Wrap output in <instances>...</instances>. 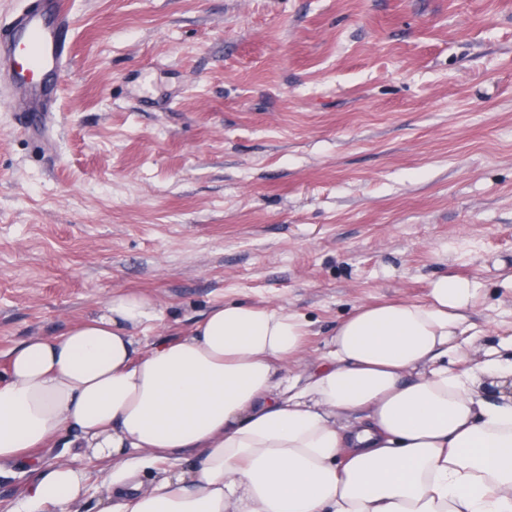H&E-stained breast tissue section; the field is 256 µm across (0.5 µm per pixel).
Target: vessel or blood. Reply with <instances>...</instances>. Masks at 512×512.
I'll list each match as a JSON object with an SVG mask.
<instances>
[{
	"mask_svg": "<svg viewBox=\"0 0 512 512\" xmlns=\"http://www.w3.org/2000/svg\"><path fill=\"white\" fill-rule=\"evenodd\" d=\"M71 0H27L24 9L0 26V86L10 108L32 118L31 129L49 140L43 120L57 93V78L72 53Z\"/></svg>",
	"mask_w": 512,
	"mask_h": 512,
	"instance_id": "b4317fda",
	"label": "vessel or blood"
}]
</instances>
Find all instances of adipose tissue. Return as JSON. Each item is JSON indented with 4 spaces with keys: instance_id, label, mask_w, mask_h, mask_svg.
Masks as SVG:
<instances>
[{
    "instance_id": "obj_1",
    "label": "adipose tissue",
    "mask_w": 512,
    "mask_h": 512,
    "mask_svg": "<svg viewBox=\"0 0 512 512\" xmlns=\"http://www.w3.org/2000/svg\"><path fill=\"white\" fill-rule=\"evenodd\" d=\"M479 294L442 276L427 301L363 304L337 324L320 362L291 364L309 326L284 308L227 304L140 354L157 320L145 297L10 353L0 381V465L36 477L13 512H70L87 473L35 454L64 431L106 461L102 512H512V358L448 356ZM199 456L149 487L160 460Z\"/></svg>"
}]
</instances>
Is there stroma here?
Segmentation results:
<instances>
[{
  "label": "stroma",
  "instance_id": "35a3bbf8",
  "mask_svg": "<svg viewBox=\"0 0 512 512\" xmlns=\"http://www.w3.org/2000/svg\"><path fill=\"white\" fill-rule=\"evenodd\" d=\"M50 145L0 103V373L32 337L154 300L142 352L224 302L310 324L296 370L362 304L482 294L512 339V0H72ZM72 433L43 461L108 463Z\"/></svg>",
  "mask_w": 512,
  "mask_h": 512
}]
</instances>
